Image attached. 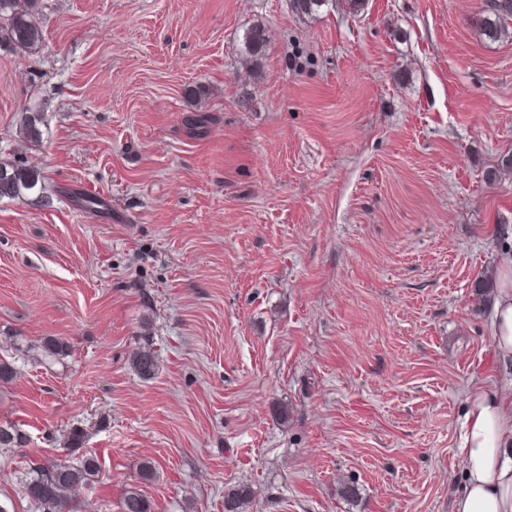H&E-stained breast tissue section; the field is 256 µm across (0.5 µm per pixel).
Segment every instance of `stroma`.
I'll use <instances>...</instances> for the list:
<instances>
[{
  "instance_id": "1",
  "label": "stroma",
  "mask_w": 512,
  "mask_h": 512,
  "mask_svg": "<svg viewBox=\"0 0 512 512\" xmlns=\"http://www.w3.org/2000/svg\"><path fill=\"white\" fill-rule=\"evenodd\" d=\"M484 7L39 0L41 47H0V162L57 192L0 200V421L30 436L1 500L27 512L20 473L79 426L84 512L136 483L155 512H224L238 484L249 512H449L466 391L495 380L473 286L512 233V39ZM266 43L265 29L262 25L245 29L239 43V59L251 67L258 66ZM44 114L36 108H27L19 120L17 133L23 141L36 144L42 141L44 130ZM133 371L143 380H151L157 374L158 359L150 344H144L136 349L129 360ZM252 490L248 485L238 484L224 492V512H246Z\"/></svg>"
}]
</instances>
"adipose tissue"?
I'll return each instance as SVG.
<instances>
[{"instance_id":"1","label":"adipose tissue","mask_w":512,"mask_h":512,"mask_svg":"<svg viewBox=\"0 0 512 512\" xmlns=\"http://www.w3.org/2000/svg\"><path fill=\"white\" fill-rule=\"evenodd\" d=\"M496 274L490 327L501 375L466 393L456 448L461 478L450 490V512H512V253L501 256Z\"/></svg>"}]
</instances>
